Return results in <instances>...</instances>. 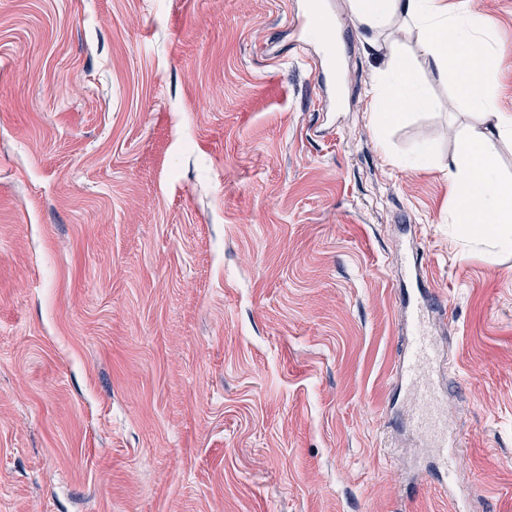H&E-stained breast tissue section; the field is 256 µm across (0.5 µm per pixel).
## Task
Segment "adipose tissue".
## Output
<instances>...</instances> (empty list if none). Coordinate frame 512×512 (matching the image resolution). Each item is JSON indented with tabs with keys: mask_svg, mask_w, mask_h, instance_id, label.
<instances>
[{
	"mask_svg": "<svg viewBox=\"0 0 512 512\" xmlns=\"http://www.w3.org/2000/svg\"><path fill=\"white\" fill-rule=\"evenodd\" d=\"M359 26L383 32L398 23L415 33L414 45L387 40V59L372 89L369 110L376 125L399 121L426 108L429 99L416 81L413 65L424 61L451 75L457 95L472 108H494L498 67L491 19L479 16L473 0H350ZM512 137V118L495 133L472 131L457 138L447 165L453 205L450 221L467 240L499 251L512 250V183L498 174L494 140Z\"/></svg>",
	"mask_w": 512,
	"mask_h": 512,
	"instance_id": "obj_1",
	"label": "adipose tissue"
}]
</instances>
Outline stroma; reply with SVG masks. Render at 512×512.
Listing matches in <instances>:
<instances>
[{
    "instance_id": "1",
    "label": "stroma",
    "mask_w": 512,
    "mask_h": 512,
    "mask_svg": "<svg viewBox=\"0 0 512 512\" xmlns=\"http://www.w3.org/2000/svg\"><path fill=\"white\" fill-rule=\"evenodd\" d=\"M309 0H0V512H512V252L448 222L441 162L512 116L417 68L376 129L382 50L348 0L341 107ZM429 167L412 169L425 146ZM445 316L440 456L408 426L407 255Z\"/></svg>"
}]
</instances>
